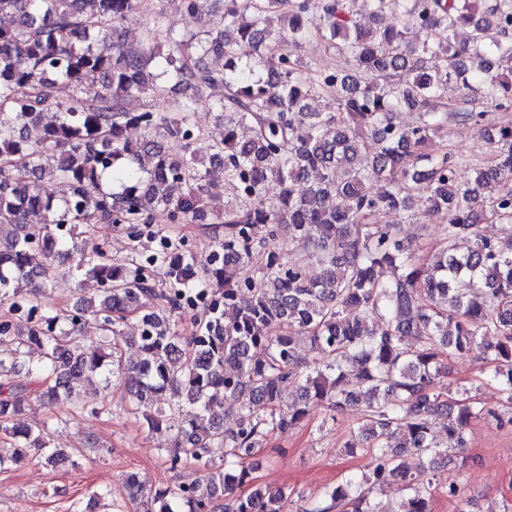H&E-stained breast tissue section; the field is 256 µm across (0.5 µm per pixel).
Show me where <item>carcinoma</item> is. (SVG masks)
Here are the masks:
<instances>
[{
    "mask_svg": "<svg viewBox=\"0 0 512 512\" xmlns=\"http://www.w3.org/2000/svg\"><path fill=\"white\" fill-rule=\"evenodd\" d=\"M351 2L231 0L217 35L167 32L182 60L161 56L152 71L146 47L119 36L137 0H0V16L11 18L0 26V303L27 316L22 329L0 320V470L31 457L52 469L71 461L51 447L49 423L17 422L30 395L48 405L63 397L74 412L99 416L107 405H87L78 386L115 378L148 432H175L168 470L194 460L205 471L197 483L154 491L127 474L136 512H285L299 492L254 481L255 455L314 402L360 410L344 449L371 463L300 512H383L372 494L385 490L400 494L396 512H433L438 495L479 512L466 485L444 471L465 465L459 454L473 422L512 427V237L491 227L512 222V119L498 122L492 160L466 179L438 140L451 80L465 90L476 82L497 110H512V0H399L403 15L387 22V0H361L358 12ZM411 27L424 33L416 45L406 37ZM459 27L467 37L455 42ZM313 35L342 64L311 77L278 47ZM212 55L226 58L224 72L209 67ZM60 85L68 98L57 97ZM170 85L189 104L168 117L143 99ZM325 94L336 111H305ZM203 98L216 113L210 159L223 162L240 200L217 220L224 237L204 256L164 239L130 263L112 261L98 244L76 268L97 295L68 313L40 311L53 260L80 248L71 225L127 224L133 234L159 207L176 221H214L202 204L208 171L192 149V104ZM403 108L423 117L407 132L393 121ZM30 123L41 136L29 146L17 132ZM132 126L148 137L147 166L126 138ZM242 127L249 138L239 137ZM167 138L181 150H168ZM46 177L57 196L42 195ZM372 182L381 190L371 191ZM419 197L447 216L431 260L396 231ZM480 197L489 201L481 216ZM33 213L42 222H30ZM266 224L288 225L310 245L307 258L266 246ZM464 237L473 245L459 253L454 242ZM256 254L258 280L247 273ZM37 255L44 263L33 264ZM186 309L201 314L184 336L170 316ZM131 316L135 360L122 347ZM91 320L100 336L87 344ZM32 347L40 351L27 366L32 388L19 390L13 376ZM474 352L503 394L498 409L440 384L450 358ZM353 365L354 388L346 377ZM289 382L301 399L284 413ZM451 410L435 439L430 420Z\"/></svg>",
    "mask_w": 512,
    "mask_h": 512,
    "instance_id": "1",
    "label": "carcinoma"
}]
</instances>
